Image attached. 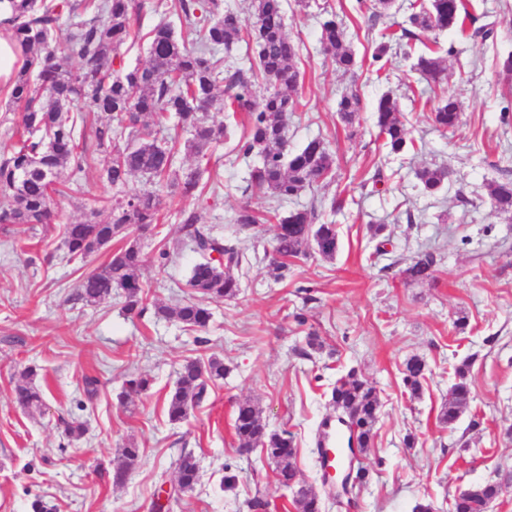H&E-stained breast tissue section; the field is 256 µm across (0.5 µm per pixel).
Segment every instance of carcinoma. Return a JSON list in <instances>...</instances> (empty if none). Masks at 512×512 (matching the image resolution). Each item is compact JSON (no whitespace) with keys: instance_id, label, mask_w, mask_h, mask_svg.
Here are the masks:
<instances>
[{"instance_id":"obj_1","label":"carcinoma","mask_w":512,"mask_h":512,"mask_svg":"<svg viewBox=\"0 0 512 512\" xmlns=\"http://www.w3.org/2000/svg\"><path fill=\"white\" fill-rule=\"evenodd\" d=\"M165 0H10V13L0 18V31L11 34L22 52L23 62L15 69L9 90L8 107L22 112L16 140L0 156V225L51 224L63 196L62 179L74 178L95 164L108 159L100 170L102 182L112 193L90 198L85 218L65 225L63 247L73 261H85L106 248L112 240L132 227L146 232L162 223V205L167 193L200 200L207 184L202 182L208 168L184 169L178 158V145L184 151L205 158L204 150L235 127L211 124L206 114L228 112V118L244 113L245 128L237 143L244 157L255 153L260 163L251 168L250 186L280 202L298 196L333 175L335 159L320 139L310 140L299 151L287 149L286 120L296 110L300 72L295 65L297 46L283 27L284 0H253L254 22L243 29L238 15L224 9L223 0H178L181 29L190 40L176 35L174 27L162 19L147 33L148 58L143 65L125 66L128 44L140 35L147 12L157 14ZM76 16V23L65 39L58 37L64 16ZM469 11L463 0H429L409 16L412 29H402L401 37L461 27ZM321 40L336 69L351 72L356 59L344 34V22L336 16L323 21ZM255 46V60L249 72L225 65L223 50L242 39ZM414 67L428 79L438 82L445 68L439 57L426 51L417 54ZM361 111L356 93L339 102L341 120L351 125ZM397 100L383 95L376 107L379 137L391 154L407 147V130L398 116ZM175 118L174 134L161 140L158 134L170 118ZM458 103L448 98L436 112L433 122L444 130L457 126ZM142 179V187L126 190L130 178ZM420 189L437 195L447 179L440 168H423L416 173ZM494 209L512 214V173L490 185ZM109 219L99 220L101 212ZM276 224L270 273L282 277L288 260L297 258L313 245L322 258L332 260L339 248L334 224L315 223V210H274L260 214L245 206L233 222L242 230L260 223ZM181 230L196 254L188 279V297L173 307H160L157 313L181 325L204 330L212 318L207 303L235 298L240 291L239 270L246 262L245 252L224 242V235L201 223L194 209L180 212ZM144 258L132 241L109 256L102 265L81 274L76 288L78 299L97 304L120 290L123 309L142 314L147 297L139 270ZM437 259L432 251L417 253L402 270L408 283L435 278ZM224 359L212 355L205 360L191 358L179 371L174 389L166 400L170 422L188 418L192 408L204 402L210 384L224 378ZM426 364L418 356L405 363L403 384L412 397L422 391ZM469 363L454 367L456 382L440 421L452 425L470 396L467 382ZM36 369L27 368V381L13 389V399L22 409L33 412L44 403L41 390L33 384ZM333 406L342 417L355 424L358 452L374 445V426L380 407L375 388L351 370L336 380L330 391ZM234 433L238 451L261 448L276 465L279 484L300 490L295 500L297 512H323L318 492L304 486L294 459L297 445L288 431H270L259 408L251 401L237 404ZM124 465L113 472V483L124 481L127 470L139 458V448L122 450ZM176 482L182 491L199 482V467L189 453L176 463ZM497 480L477 486L466 497L455 500L453 512H480L481 506L497 497Z\"/></svg>"}]
</instances>
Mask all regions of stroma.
Wrapping results in <instances>:
<instances>
[{"label": "stroma", "mask_w": 512, "mask_h": 512, "mask_svg": "<svg viewBox=\"0 0 512 512\" xmlns=\"http://www.w3.org/2000/svg\"><path fill=\"white\" fill-rule=\"evenodd\" d=\"M472 4L495 35L484 42L455 30L423 34L446 69L433 83L414 69L406 41L390 42L382 60L372 59L381 32L404 24L408 9L384 10L377 0H288L285 31L301 73L288 148L321 139L336 177L284 207L312 206L318 221L335 222L339 249L331 261L308 253L274 279L265 257L274 224L242 231L231 221L242 206L264 212L276 205L249 186L260 158L240 155L233 138L212 144L215 193L199 215L237 241L247 261L238 296L211 303L204 344L155 310L186 292L195 255L178 213L191 200L165 198L163 224L138 237L150 303L139 316L126 314L116 295L97 305L75 298L79 273L59 247V232L80 218L84 197L63 199L55 224L38 227L28 249L15 244L23 228L0 231V512H31L37 499L55 512H152L161 485L173 484L175 464L189 452L200 462V481L171 499L170 512H250L257 496L265 512H295L294 492L278 484L275 465L260 451H237L233 414L246 398L262 409L269 430L293 434L295 464L325 512H413L421 501L452 512L460 492L512 472V217L498 213L487 194L488 183L512 169V74L502 68L512 54V0ZM329 10L344 20L356 73L337 71L323 50L320 23ZM352 92L362 110L348 127L338 103ZM386 93L398 100L412 142L400 155L389 154L375 125ZM450 96L461 123L445 132L431 114ZM424 167L448 171L436 196L417 188L415 173ZM335 199L344 205L334 212ZM163 249L169 261L162 268ZM426 249L436 252V279L405 283L406 262ZM461 317L468 326L459 333L453 323ZM311 331L323 350L307 346ZM213 354L228 369L224 379L186 421L170 423L165 396L180 365ZM414 355L428 365L417 398L404 393L401 374ZM467 358L471 396L448 429L438 416L454 383L449 366ZM29 366L45 397L39 412L13 401ZM351 370L375 387L380 410L374 446L360 458L368 479L344 493L322 483L316 437L322 421L337 415L332 384ZM139 374L151 378V388L121 399L125 380ZM86 376L99 381L95 398L84 393ZM75 421L85 424L84 436L65 434V423ZM132 443L139 460L123 484H113L121 450ZM228 474L236 477L230 488Z\"/></svg>", "instance_id": "obj_1"}]
</instances>
